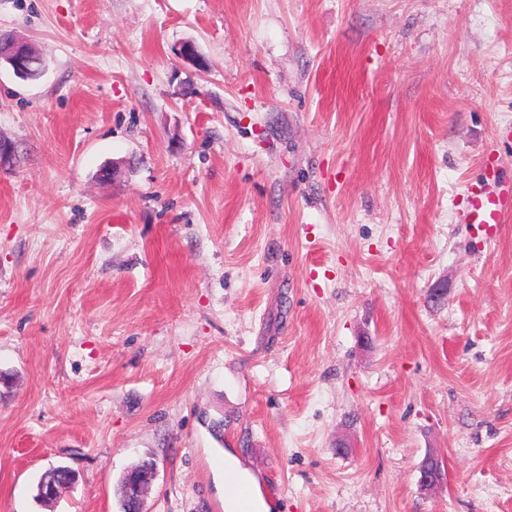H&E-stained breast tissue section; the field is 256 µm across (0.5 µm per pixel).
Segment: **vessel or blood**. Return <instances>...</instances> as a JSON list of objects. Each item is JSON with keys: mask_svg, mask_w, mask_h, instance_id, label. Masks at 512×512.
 I'll return each mask as SVG.
<instances>
[{"mask_svg": "<svg viewBox=\"0 0 512 512\" xmlns=\"http://www.w3.org/2000/svg\"><path fill=\"white\" fill-rule=\"evenodd\" d=\"M467 199L471 223H506L512 219V175L500 165L487 168L481 181L468 186Z\"/></svg>", "mask_w": 512, "mask_h": 512, "instance_id": "obj_1", "label": "vessel or blood"}]
</instances>
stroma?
Returning a JSON list of instances; mask_svg holds the SVG:
<instances>
[{
  "instance_id": "1",
  "label": "stroma",
  "mask_w": 512,
  "mask_h": 512,
  "mask_svg": "<svg viewBox=\"0 0 512 512\" xmlns=\"http://www.w3.org/2000/svg\"><path fill=\"white\" fill-rule=\"evenodd\" d=\"M1 28L43 69L0 66V512H120L148 458L147 512H224L228 451L274 512H512V222L465 195L512 168V0H0ZM445 480V470L437 458L426 459L420 468V485L424 489L441 487ZM75 472H70L67 469L62 470L59 466L53 467L49 469L45 474L42 475L38 487H40L45 482H55L60 485L61 488H65L70 480V475ZM55 483H47L43 487V493L48 498H59L66 490L69 488H65L63 490L60 489Z\"/></svg>"
}]
</instances>
